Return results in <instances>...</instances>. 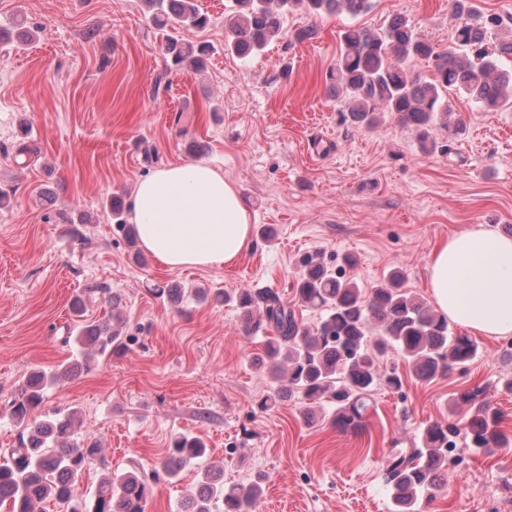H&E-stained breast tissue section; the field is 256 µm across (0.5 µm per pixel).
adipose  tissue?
Listing matches in <instances>:
<instances>
[{"label":"adipose tissue","mask_w":512,"mask_h":512,"mask_svg":"<svg viewBox=\"0 0 512 512\" xmlns=\"http://www.w3.org/2000/svg\"><path fill=\"white\" fill-rule=\"evenodd\" d=\"M130 208L141 247L172 269L228 265L254 243L238 186L202 162L141 178ZM427 270L432 300L450 320L485 336L512 335V238L468 228L432 252Z\"/></svg>","instance_id":"ef3b65f1"}]
</instances>
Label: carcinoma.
I'll return each mask as SVG.
<instances>
[{"label": "carcinoma", "mask_w": 512, "mask_h": 512, "mask_svg": "<svg viewBox=\"0 0 512 512\" xmlns=\"http://www.w3.org/2000/svg\"><path fill=\"white\" fill-rule=\"evenodd\" d=\"M150 22L166 32L163 53L167 70L204 65L212 51L208 42L188 43L178 29L204 30L210 23L197 0H143ZM372 0H236V9L224 17L225 47L242 58L263 51L281 37V17L299 6L308 13L353 17L372 8ZM457 19L452 46L439 51L421 37L403 17L371 30L348 26L342 32L343 48L329 70V87L344 100L349 117L366 127L387 112L414 128L427 143L430 128L441 117L454 131L448 93L465 94L481 111L496 112L512 102V69L498 59L512 57V38L501 40L496 31L503 19L477 12L471 0H450ZM427 60L433 77L424 79L405 62ZM112 219L135 243V227L127 223L128 204L121 196L108 202ZM403 274L391 271L381 282L365 289L356 280L333 273L316 255L299 260L296 297L306 307L324 308L326 316L313 328L284 305L277 292H240L226 295L249 317L253 311L271 332L265 343L270 391L258 407L267 409L281 398H297L308 405L326 401L335 406L334 422L343 430L362 424L374 388L403 387L399 373L378 371L379 357L392 347L407 360L421 381L465 368L479 353L476 340L451 331L448 317L426 300L402 288ZM76 358L53 370L36 369L22 382L9 408L10 420L26 438L15 448L0 450V507L6 512H43L50 502L63 512H145L152 494V477L163 474L177 481L182 470L207 456L205 442L195 436L175 434L166 455L148 476L135 470L110 471L101 476L87 496L79 488L92 461L101 455L100 442L76 426L77 411L41 415L48 389L80 371H89L98 357L124 348L120 320L89 324L73 337ZM452 409L464 410L457 423L428 426L412 448H394L388 456L385 479L392 488L393 512H415L420 500L433 498L440 472L455 451V439L487 452L504 443L499 430L501 414L484 400L480 388L455 395ZM198 488L180 503L176 512H254L263 494L262 478L224 484V471L205 466L198 471Z\"/></svg>", "instance_id": "1"}]
</instances>
